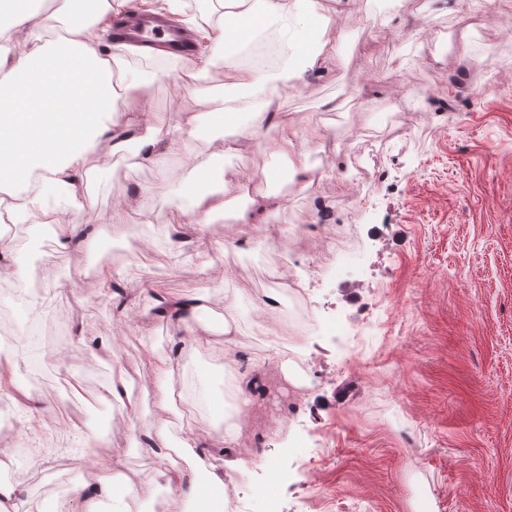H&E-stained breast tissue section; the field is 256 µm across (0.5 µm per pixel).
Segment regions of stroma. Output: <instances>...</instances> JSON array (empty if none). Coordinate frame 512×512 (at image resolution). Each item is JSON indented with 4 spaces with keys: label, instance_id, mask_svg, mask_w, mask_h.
Here are the masks:
<instances>
[{
    "label": "stroma",
    "instance_id": "obj_1",
    "mask_svg": "<svg viewBox=\"0 0 512 512\" xmlns=\"http://www.w3.org/2000/svg\"><path fill=\"white\" fill-rule=\"evenodd\" d=\"M367 2L372 24L322 0L337 59L280 101L300 127L325 133L306 147L312 185L286 181V162L269 150L217 164L231 184L207 228L217 240L246 201L237 172L270 169L288 186L270 231L227 253L223 277L204 273L210 256L195 244L174 250L169 226L143 223L137 208L148 194L160 214L179 203L201 142L170 158L163 185L130 152L92 173L76 250L55 252L30 226L24 241L9 240L48 309L44 384L29 386L25 355L4 351L32 397L0 396L12 512H81L71 487L93 483L111 455L155 487L150 498L128 494L130 512H156L161 496L189 512L161 478L170 451L149 447L163 424L177 439L197 428L205 462L223 468L235 498L223 512H512V0H412L406 12ZM103 47L120 76L149 79L148 103L165 123L192 112L204 138L237 134L217 121L232 95L221 62L146 68L112 35ZM397 112L412 115L407 134L389 126ZM361 164L383 168L382 182L359 181ZM324 191L349 226L346 246L321 263L290 260ZM271 261L291 263L307 292L311 320L299 332L261 304ZM104 265L122 273L109 301L95 287ZM195 289L210 296L199 321L215 331L211 347L183 346L177 324L153 314L156 297ZM224 326L260 376L281 351L273 369L289 390L246 401L217 349ZM176 350L165 394L143 361ZM117 362L128 368L133 418L104 397ZM248 417L265 426L258 458L242 439L224 441V428Z\"/></svg>",
    "mask_w": 512,
    "mask_h": 512
}]
</instances>
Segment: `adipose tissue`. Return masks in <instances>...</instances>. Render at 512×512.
Segmentation results:
<instances>
[{
  "label": "adipose tissue",
  "instance_id": "ef3b65f1",
  "mask_svg": "<svg viewBox=\"0 0 512 512\" xmlns=\"http://www.w3.org/2000/svg\"><path fill=\"white\" fill-rule=\"evenodd\" d=\"M125 0H0V215L33 219L53 229L57 251L79 246L77 217L83 208V178L100 170L109 157L135 150L140 165L154 169L158 182L171 177L169 157L187 149L198 137L196 115L179 113L174 124H162L143 96L144 85L115 77L112 62L102 50V34ZM216 26L206 38L207 53L198 55L200 69L214 59L224 63V80L236 95L227 100L222 120L251 111L257 95H265L270 123L277 136L273 153L285 159L294 172L311 170L304 146L319 142L321 128H300L291 113L277 109L282 87L261 78L256 69L243 65L238 54L242 45L276 26L285 42H293L297 27L316 28L310 47L298 49L294 80L301 81L329 58L327 17L309 4L298 12L294 0H215ZM45 31L43 40L26 38L32 22ZM126 100L125 119H112L116 100ZM255 132L242 129L236 137L212 140L211 161L198 163L188 179L185 200L171 210L166 222L176 239L194 235L199 244L223 251L220 242L208 243L205 229L212 216L226 207L224 187L211 162L260 147ZM270 172H243L242 187H254L235 221L241 225L266 223L276 202L258 188L271 181ZM63 195V207L45 206L47 194ZM209 296L196 291L172 300H161L163 314L180 324L193 343L204 335L197 330L196 315L207 309ZM117 462L104 464L95 485L74 486L83 512H102L103 500H115L120 487L111 475Z\"/></svg>",
  "mask_w": 512,
  "mask_h": 512
}]
</instances>
